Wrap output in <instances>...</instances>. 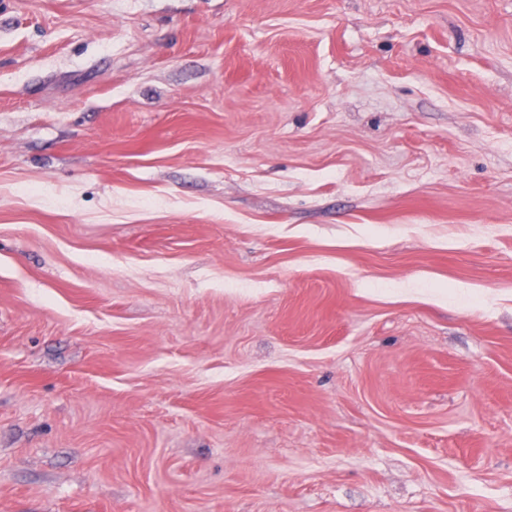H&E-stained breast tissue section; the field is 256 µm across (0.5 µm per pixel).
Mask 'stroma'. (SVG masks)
Instances as JSON below:
<instances>
[{"label": "stroma", "mask_w": 512, "mask_h": 512, "mask_svg": "<svg viewBox=\"0 0 512 512\" xmlns=\"http://www.w3.org/2000/svg\"><path fill=\"white\" fill-rule=\"evenodd\" d=\"M0 512H512V0H0Z\"/></svg>", "instance_id": "stroma-1"}]
</instances>
